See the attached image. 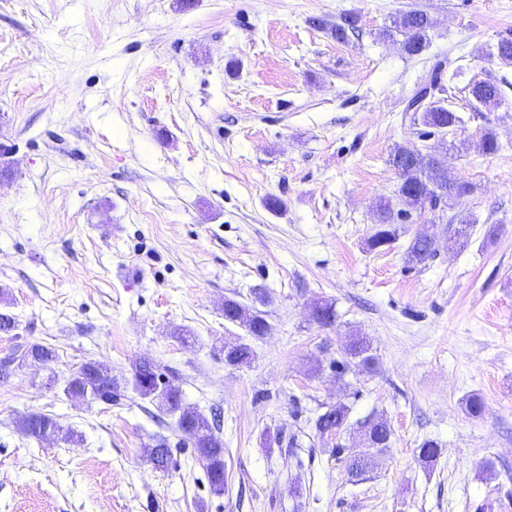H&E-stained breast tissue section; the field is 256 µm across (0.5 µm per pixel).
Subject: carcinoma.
I'll return each mask as SVG.
<instances>
[{
	"mask_svg": "<svg viewBox=\"0 0 512 512\" xmlns=\"http://www.w3.org/2000/svg\"><path fill=\"white\" fill-rule=\"evenodd\" d=\"M357 24V15H346L341 23L330 28L331 36L343 41L347 39L348 33L357 29ZM432 27L433 21L428 15L417 16L410 11L403 13L395 21V28L404 36V48L410 55H418L423 51ZM469 95L478 110H490L501 102V89L491 81L473 83L469 88ZM422 121L431 128H445L458 125L461 118L451 108L435 105L423 112ZM476 148L484 155H492L499 151L500 145L493 130L484 131ZM389 163L394 168L400 165L409 172L408 178L400 180L395 190L399 201L409 209L421 208L423 202L433 196L459 200L472 193L471 183L450 174L448 160L431 153L398 146L390 155ZM394 224L395 213L391 203L386 201L380 204L377 209V222L368 238L369 247L373 250L389 248L397 237ZM435 253L436 240L429 235L412 238L407 247V256L415 263H422ZM224 320L243 326L249 335L257 338L265 335L269 329L268 322L261 314L250 311L234 300L225 301ZM252 356V348L239 340L224 344V362L228 365L247 364ZM25 357H34L43 362L50 361L53 358V351L36 343L17 344L7 359L0 358V377L4 379L9 374L5 363H13L18 367ZM352 365L367 372L376 370L377 359L371 354L368 342L361 336H352L344 344L342 360L336 361V375H342ZM159 378V365L150 360L136 364L128 379L116 378L99 364L89 361L70 377L65 391L73 396L89 397L110 404L122 400L125 397V389L133 386L140 396L157 402L158 408L164 414L176 417L177 429L192 442L195 457L202 464L210 487L217 494L223 493L224 439L220 435V426L209 422L199 412L184 406L180 388L171 384L162 385ZM348 418L347 405H330L315 419L316 433L321 437L338 439L347 425ZM19 429L23 434L36 440H47L60 433L64 434L67 441L74 438L73 433L62 432L55 418L45 414H31L25 417L20 422ZM361 432L364 447L374 449L377 454L390 448L393 431L386 419L374 417L364 421ZM440 454L441 447L433 439H425L418 446L419 458L426 464L436 461ZM336 456L344 462L347 475L352 479L359 478L367 472L371 458L365 451L347 447L339 441L336 442ZM148 457L156 470L166 471L172 464L170 449L166 440L162 438L157 439L152 448L148 449Z\"/></svg>",
	"mask_w": 512,
	"mask_h": 512,
	"instance_id": "carcinoma-1",
	"label": "carcinoma"
}]
</instances>
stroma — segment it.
I'll return each mask as SVG.
<instances>
[{"label":"stroma","mask_w":512,"mask_h":512,"mask_svg":"<svg viewBox=\"0 0 512 512\" xmlns=\"http://www.w3.org/2000/svg\"><path fill=\"white\" fill-rule=\"evenodd\" d=\"M413 9L434 21L415 56L382 35ZM346 14L358 29L339 42L329 28ZM506 36L512 0H0V312L16 319L0 357L20 341L56 353L0 379V512H512ZM439 62L436 99L461 123L429 139L406 105ZM479 80L500 86L496 109L472 108ZM487 128L490 156L473 147ZM398 145L447 154L475 190L373 250ZM463 218L471 236L449 248ZM423 232L437 252L409 263ZM228 299L267 334L225 321ZM325 302L329 326L313 316ZM353 334L377 369L337 376ZM237 339L250 364H225ZM143 358L219 417L223 494L187 467L193 449L155 403L63 393L86 362L127 377ZM339 402L343 444L373 415L393 430L356 482L312 427ZM33 413L75 441L22 435ZM160 436L167 472L147 459ZM427 438L442 448L430 468Z\"/></svg>","instance_id":"35a3bbf8"}]
</instances>
